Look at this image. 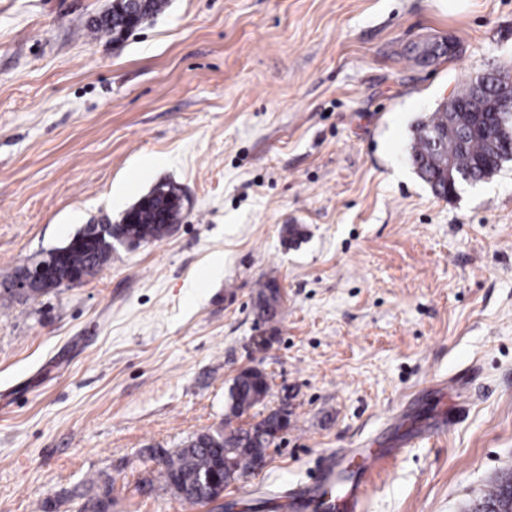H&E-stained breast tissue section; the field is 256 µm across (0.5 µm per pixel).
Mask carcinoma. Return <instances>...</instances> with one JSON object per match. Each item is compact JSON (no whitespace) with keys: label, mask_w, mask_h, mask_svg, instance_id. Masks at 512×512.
Returning <instances> with one entry per match:
<instances>
[{"label":"carcinoma","mask_w":512,"mask_h":512,"mask_svg":"<svg viewBox=\"0 0 512 512\" xmlns=\"http://www.w3.org/2000/svg\"><path fill=\"white\" fill-rule=\"evenodd\" d=\"M122 16L110 12L94 19L90 26L105 35L120 31ZM476 117L458 106V98L451 99L425 121L414 127L410 160L420 176L430 184L437 195H442L445 171L451 160L464 159L469 163L471 175L481 178L485 169L495 173L501 169L497 163L506 152L504 141L494 137L490 131L475 132L472 126ZM448 130V139L441 144L429 139L425 129ZM167 194L154 199L157 208L176 216L180 210V197L176 188L165 185ZM170 225L157 218L156 212L144 214L135 223L89 224L76 236L84 238L79 246L64 244L65 261L60 271L84 270L87 274L103 266L117 251L116 244L138 246L163 239L170 232ZM282 295L273 281L261 284L253 301L257 317L263 321L274 320L281 311ZM268 389L265 376L257 369L240 372L229 389L228 406L232 414L241 416L248 408L258 403L257 396ZM278 424V413L272 412L261 424L248 428L238 427L224 431L203 432L192 437L183 448L174 454H164V477L177 496L186 504L214 505L216 512L224 510L220 503L218 488L224 484V452L240 457L241 473H246L250 456L269 447L261 426L274 428ZM112 501L110 488L104 487L102 494L91 497L85 504L88 512H109Z\"/></svg>","instance_id":"cac0c4a2"}]
</instances>
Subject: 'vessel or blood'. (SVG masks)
Segmentation results:
<instances>
[{
	"instance_id": "1",
	"label": "vessel or blood",
	"mask_w": 512,
	"mask_h": 512,
	"mask_svg": "<svg viewBox=\"0 0 512 512\" xmlns=\"http://www.w3.org/2000/svg\"><path fill=\"white\" fill-rule=\"evenodd\" d=\"M386 455V449L372 448L353 458L333 455L322 460L313 487L328 493L329 512H362L370 472ZM310 489L305 486L281 491L282 512H301L306 506Z\"/></svg>"
}]
</instances>
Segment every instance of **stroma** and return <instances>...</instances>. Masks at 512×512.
<instances>
[{
    "label": "stroma",
    "mask_w": 512,
    "mask_h": 512,
    "mask_svg": "<svg viewBox=\"0 0 512 512\" xmlns=\"http://www.w3.org/2000/svg\"><path fill=\"white\" fill-rule=\"evenodd\" d=\"M111 4L0 0V512H82L94 479L110 512H209L159 453L223 429L250 367L268 395L230 422L288 426L231 512L355 448L400 451L364 512H473L512 474V160L440 198L409 155L471 76L512 70V0H167L117 42L88 29ZM161 183L183 199L163 240L9 295ZM282 295L274 281L261 284L253 301V309L257 317L263 321L274 320L281 311Z\"/></svg>",
    "instance_id": "obj_1"
}]
</instances>
